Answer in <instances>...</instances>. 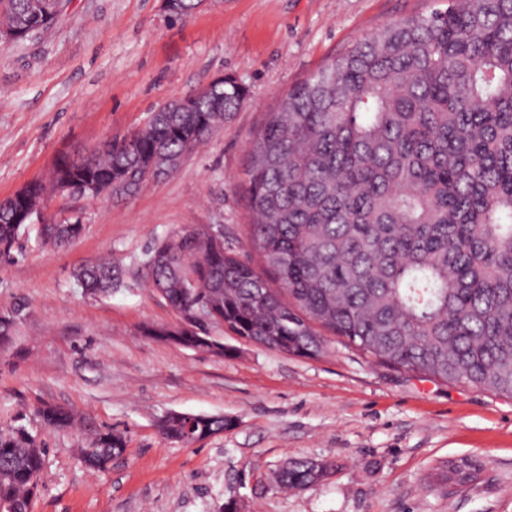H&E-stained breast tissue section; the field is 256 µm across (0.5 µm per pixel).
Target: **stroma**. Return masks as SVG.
Listing matches in <instances>:
<instances>
[{"label": "stroma", "instance_id": "35a3bbf8", "mask_svg": "<svg viewBox=\"0 0 512 512\" xmlns=\"http://www.w3.org/2000/svg\"><path fill=\"white\" fill-rule=\"evenodd\" d=\"M448 0H210L185 19L162 0H66L60 20L0 46V200L46 178L61 155H88L217 75L248 90L232 121L176 172L132 197L50 196L53 223L79 212L71 245L43 243L0 266V315L21 307L0 347V428L23 420L45 444L31 512H512V400L370 361L336 345L286 356L224 331L215 357L142 335L174 311L139 273L154 242L189 224H220L246 241L244 171L263 112L294 85L382 26L443 11ZM111 256L126 285L83 294L80 266ZM73 409L77 427L45 426L37 407ZM221 415L224 433L184 445L164 438L167 412ZM112 429L126 450L94 472L81 459ZM330 460L316 487H276L279 466ZM480 470L467 495L435 478L444 461Z\"/></svg>", "mask_w": 512, "mask_h": 512}]
</instances>
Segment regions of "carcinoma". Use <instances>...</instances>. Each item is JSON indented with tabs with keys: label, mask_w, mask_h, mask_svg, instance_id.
<instances>
[{
	"label": "carcinoma",
	"mask_w": 512,
	"mask_h": 512,
	"mask_svg": "<svg viewBox=\"0 0 512 512\" xmlns=\"http://www.w3.org/2000/svg\"><path fill=\"white\" fill-rule=\"evenodd\" d=\"M0 0V30L23 42L63 11ZM232 77L193 95L189 112L159 111L145 128L112 138V150L63 156L57 174L100 190L122 178L131 196L156 156L194 151L243 106ZM249 245L211 250L195 235L157 241L141 272L192 326L175 344L205 349L227 327L299 357L330 351L334 338L373 362L512 399V0H449L445 12L411 17L355 42L264 114L247 154ZM24 205H0V265L22 254ZM84 224H44L67 246ZM89 295L123 285L112 260L74 274ZM203 312L209 320L198 323ZM45 425L75 413L42 405ZM224 417L170 411L164 437L186 445L224 432ZM104 471L124 438L92 439ZM45 449L26 425L0 429V512H28ZM281 487L318 485L308 460L278 470Z\"/></svg>",
	"instance_id": "carcinoma-1"
}]
</instances>
